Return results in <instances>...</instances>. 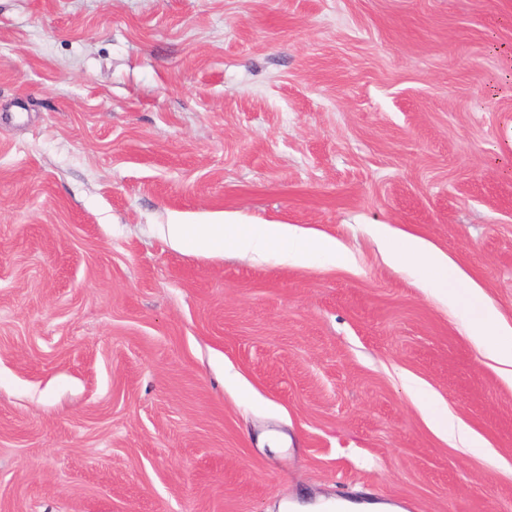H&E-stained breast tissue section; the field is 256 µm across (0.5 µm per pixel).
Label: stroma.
<instances>
[{
    "label": "stroma",
    "instance_id": "1",
    "mask_svg": "<svg viewBox=\"0 0 512 512\" xmlns=\"http://www.w3.org/2000/svg\"><path fill=\"white\" fill-rule=\"evenodd\" d=\"M226 215L351 261L164 232ZM374 224L512 324V0H0V512H512V379ZM166 234L176 248L196 254H224V250L255 261L282 265H342L348 254L336 239L308 232L295 224H244L224 216L211 224H169ZM411 389L418 405L425 412L431 430L454 447L484 452L486 448L479 437L465 422L454 416L448 408L437 402L432 394L418 382H411Z\"/></svg>",
    "mask_w": 512,
    "mask_h": 512
}]
</instances>
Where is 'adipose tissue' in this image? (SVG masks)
Masks as SVG:
<instances>
[{"label": "adipose tissue", "mask_w": 512, "mask_h": 512, "mask_svg": "<svg viewBox=\"0 0 512 512\" xmlns=\"http://www.w3.org/2000/svg\"><path fill=\"white\" fill-rule=\"evenodd\" d=\"M371 232L388 263L408 273L421 288L446 303L492 360L512 368V327L501 323L476 282L450 262L446 254L418 236L395 234L386 224L373 225ZM166 234L173 246L196 254L230 250L256 261L272 260L287 266L342 265L348 260L346 250L336 239L293 224H244L227 217L208 224H170ZM411 388L429 427L438 437L456 447L484 451L481 437L437 402L428 390L416 382Z\"/></svg>", "instance_id": "ef3b65f1"}]
</instances>
